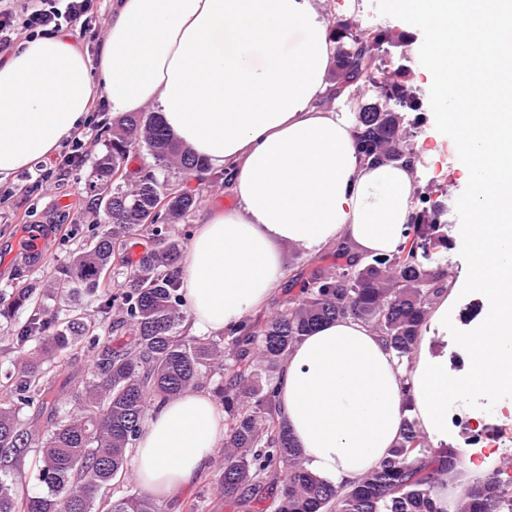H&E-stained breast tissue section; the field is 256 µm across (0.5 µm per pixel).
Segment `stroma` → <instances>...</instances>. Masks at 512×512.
I'll list each match as a JSON object with an SVG mask.
<instances>
[{
  "mask_svg": "<svg viewBox=\"0 0 512 512\" xmlns=\"http://www.w3.org/2000/svg\"><path fill=\"white\" fill-rule=\"evenodd\" d=\"M320 8L330 23L343 16L353 19L363 29L382 26L393 34L409 35L405 51L412 59L414 83L423 102V120L412 139L421 159L416 188L447 204L448 234L453 244L443 257L455 270H465L469 263L465 232L472 215L461 201L470 193L472 182L459 153L454 127L439 121V105L424 64V34L406 16L390 10L389 0H322ZM90 173V166H83L73 171L65 182L46 183L28 197L20 190V176L0 181V196L8 195V205L14 213L11 223H0L1 296L8 298L16 289L33 288L44 306H56L51 284L58 272L70 266L82 245L102 230L88 205L85 184ZM32 225L41 226L44 247L49 253L47 264L41 266L16 247L25 227ZM482 313L483 300L473 291L459 295L449 307L447 338L435 340L434 347L448 351L450 373H465L467 360L459 353L457 339L472 331ZM91 364V353L79 347L72 348L66 357L53 364V373L59 381L54 394L60 402H72L75 394L83 391ZM223 455V449H215L206 472L178 498L163 501L164 512H191V504L199 502L205 503L206 512H237L225 504L218 488V465Z\"/></svg>",
  "mask_w": 512,
  "mask_h": 512,
  "instance_id": "obj_1",
  "label": "stroma"
}]
</instances>
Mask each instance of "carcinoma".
Masks as SVG:
<instances>
[{
    "mask_svg": "<svg viewBox=\"0 0 512 512\" xmlns=\"http://www.w3.org/2000/svg\"><path fill=\"white\" fill-rule=\"evenodd\" d=\"M361 40L358 54L337 49V83L349 81L361 57H375L385 41L382 31L359 32L347 18L336 21V44ZM408 69L381 71L373 65L356 86L364 89L355 105L398 104L369 116L352 113L358 155L371 162H415L408 139L406 112L422 110V101L407 80ZM150 162L137 171L135 184L112 181L125 170L132 153ZM176 169L198 177L210 168L180 143L158 117L128 112L112 122V142L92 165L86 183L91 209L104 229L83 245L71 266L55 280L65 310L35 308L12 339L34 343L0 385V512H162L146 494H108L126 474L129 449L142 420L154 404L172 401L203 381L219 375L214 394L224 404L226 432L219 491L241 512H506L505 489L512 484L508 464L469 478L448 503L439 491L461 464L453 448L429 447L417 422L407 417L389 456L353 487L336 488L305 466L281 420L275 382L294 345L324 320L351 316L370 326L401 361H410L428 315L439 295L453 288L456 273L436 261L430 249L449 244L442 224L444 205L420 194L408 224L405 243L396 252L360 256L344 241L331 247L335 262L316 264L282 285L276 312L266 319L244 317L225 331L227 342L187 335L180 294L181 241L172 226L197 206L198 197L169 178ZM166 210L155 213L158 198ZM148 232L144 251L122 290L107 296L102 308L118 315L108 325L113 335L93 360L90 379L75 396L77 412L55 409L37 451L38 481L43 492L31 495L19 483L22 459L35 430L21 428L17 404H42L50 394V362L89 339L99 340V322L71 304L81 292L103 287L101 273L111 269L114 247ZM30 289L15 297L0 295V317L10 318L26 302Z\"/></svg>",
    "mask_w": 512,
    "mask_h": 512,
    "instance_id": "carcinoma-1",
    "label": "carcinoma"
}]
</instances>
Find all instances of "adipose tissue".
I'll return each mask as SVG.
<instances>
[{"label": "adipose tissue", "instance_id": "1", "mask_svg": "<svg viewBox=\"0 0 512 512\" xmlns=\"http://www.w3.org/2000/svg\"><path fill=\"white\" fill-rule=\"evenodd\" d=\"M390 6L426 36L440 119L456 128L473 176L464 287L483 297L484 311L457 340L468 360L460 378L427 350L400 365L351 317L321 323L295 345L277 380L281 415L306 467L345 489L397 441L404 379L410 413L438 444L448 441V401L461 390L512 393V113L476 87L489 63L495 84L512 93V0ZM335 57L316 0H116L96 60L59 33L0 62V178L53 153L96 99L116 115L155 104L179 141L226 171L237 201L201 212L180 271L189 333L221 334L276 293L278 244L318 251L344 240L360 254H388L406 239L417 171L358 157L348 96L333 92ZM223 442L224 412L205 392L151 408L133 449L138 481L151 496L176 497Z\"/></svg>", "mask_w": 512, "mask_h": 512}]
</instances>
